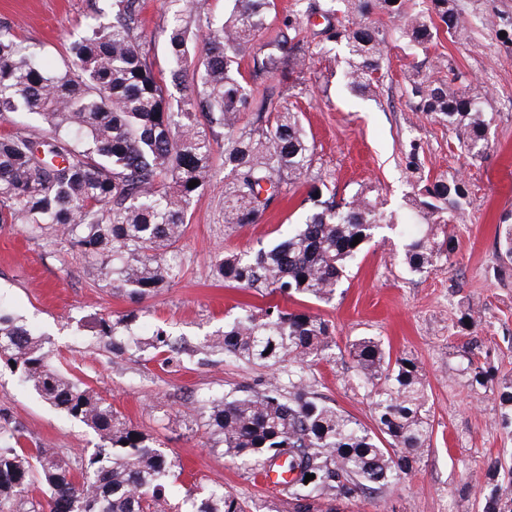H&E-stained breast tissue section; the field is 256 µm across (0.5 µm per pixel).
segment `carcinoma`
<instances>
[{
	"label": "carcinoma",
	"instance_id": "carcinoma-1",
	"mask_svg": "<svg viewBox=\"0 0 512 512\" xmlns=\"http://www.w3.org/2000/svg\"><path fill=\"white\" fill-rule=\"evenodd\" d=\"M221 17L198 16L196 0H166L169 67L155 72L147 60L142 0H112L95 7L69 45L70 60L50 68L34 46L0 25V116L25 113L47 130L23 129L0 137V224H24L34 237L55 230L71 249L112 278V287L139 299L155 295L181 277L168 253L180 242L187 212L215 175L213 144L224 134V223L257 224L285 184L308 176L314 146L300 113L269 111L271 95L256 99L241 71L273 74L301 65L306 36L296 22L284 26L283 59L255 51L275 0H229ZM407 0H310L295 14L336 18L326 39L344 44L343 78L351 91L375 93L382 77L386 36L368 21L369 9L400 17L396 40L426 51L438 37V18L449 37L462 36L466 21L455 0H429L427 11L410 13ZM179 93L173 99V92ZM406 92L415 110L454 131L473 157L488 146L490 118L470 95L448 82L414 73ZM251 110L247 121L241 114ZM424 183L415 222L407 229L403 262L412 273L447 268L455 250L448 225L456 221L467 184L430 179L413 161ZM199 184L190 188L188 184ZM312 209L303 223L272 246L230 251L211 264L214 276L239 288L329 304L350 267L386 216L375 200L356 193L336 200V189L319 178L307 186ZM361 240L352 245L354 237ZM500 256L512 261V224L497 231ZM136 315L102 320L97 339L114 355L135 348L169 362L179 353L163 330L145 343L134 339ZM336 347L333 326L318 313L270 305L242 310L224 322L209 348L265 368L263 388L228 391L203 401L210 448L257 476L284 457L288 471L280 494L291 512H335L334 502L377 494L416 470L432 432L424 374L415 358L391 355L376 336L349 346L354 380L371 398L374 428L312 391L309 373ZM49 341L22 319L0 308V368L6 367L50 406L96 432L101 444L76 466L27 446L17 427L6 428L0 445V512H165L177 493L169 482L177 461L162 443L124 425L117 412L86 383L50 368ZM471 383L487 386L488 369L469 361ZM502 425L512 429V379L497 391ZM501 462H488L484 512H512L493 483ZM315 479L304 482L306 475ZM46 497L24 492L34 476ZM195 512H247L224 485L203 489Z\"/></svg>",
	"mask_w": 512,
	"mask_h": 512
}]
</instances>
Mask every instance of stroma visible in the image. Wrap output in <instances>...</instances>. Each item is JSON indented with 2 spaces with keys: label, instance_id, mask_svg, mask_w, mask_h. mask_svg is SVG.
Instances as JSON below:
<instances>
[{
  "label": "stroma",
  "instance_id": "35a3bbf8",
  "mask_svg": "<svg viewBox=\"0 0 512 512\" xmlns=\"http://www.w3.org/2000/svg\"><path fill=\"white\" fill-rule=\"evenodd\" d=\"M467 20L463 37L440 34L428 51L388 44L376 95L362 97L343 83L345 49L329 44L312 51L304 68L284 67L258 77L277 105H291L315 145L312 177L336 186L338 197L363 192L395 223H411L408 200L417 184L405 169L410 144L431 177L464 179L469 195L458 222L449 225L456 250L448 268L409 272L405 243L383 230L369 242L329 305L288 301L310 309L334 327L336 357L314 367L313 390L329 404L370 423L369 399L352 378L349 344L364 336L382 339L392 354H414L426 379L433 432L420 466L383 493L341 505L340 512H482L486 463L499 459L497 481L512 480V432L502 428L495 384L472 386L462 371L466 346L478 340L496 380L512 378V263L499 257L496 229L512 221V0H456ZM109 0H0V21L40 47L48 62L62 64L66 49L91 6ZM164 0H145L143 31L155 69L168 66L163 31ZM465 76L467 90L488 113V148L474 158L436 119L416 112L405 92L409 73ZM216 175L191 205L184 235L173 251L182 278L157 295L138 300L113 288L59 237H32L25 225H0V306L48 337L59 370L108 399L121 417L164 443L183 466L173 502L192 512L186 489L222 483L249 512H289L277 490L237 468L210 448L201 399L232 389L256 390L268 372L206 353L204 345L239 305H265L256 291L224 284L210 274L214 259L277 237L299 221L306 187L285 186L260 223L224 222V146H214ZM137 313L136 332L173 335L184 352L164 365L141 353L113 357L96 338L98 320ZM0 413L22 427L45 453L73 460L90 453L98 436L83 423L45 404L31 386L0 368Z\"/></svg>",
  "mask_w": 512,
  "mask_h": 512
}]
</instances>
